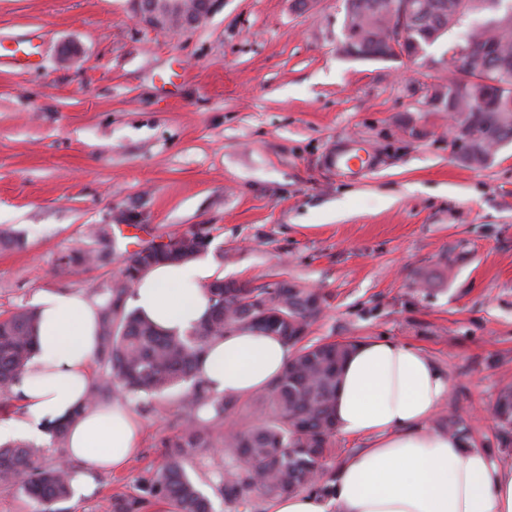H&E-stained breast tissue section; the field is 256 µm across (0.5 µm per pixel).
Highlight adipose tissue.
Returning <instances> with one entry per match:
<instances>
[{
	"mask_svg": "<svg viewBox=\"0 0 512 512\" xmlns=\"http://www.w3.org/2000/svg\"><path fill=\"white\" fill-rule=\"evenodd\" d=\"M211 276L198 261L162 263L135 282L130 303L161 328L182 331L207 314ZM101 305L82 291L38 297L36 350L16 389L19 414L0 422L1 442L68 423L65 457L84 466L72 482L79 495L90 492L92 473L126 467L142 429L124 404L83 407L94 382ZM289 358L278 338L240 331L212 342L200 371L212 393L248 398L267 389ZM449 389L448 378L412 347L357 343L341 370L336 423L343 434L370 437V447L341 462L326 493L285 494L269 512H512V471L460 436L430 429Z\"/></svg>",
	"mask_w": 512,
	"mask_h": 512,
	"instance_id": "ef3b65f1",
	"label": "adipose tissue"
}]
</instances>
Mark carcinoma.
Segmentation results:
<instances>
[{"label": "carcinoma", "mask_w": 512, "mask_h": 512, "mask_svg": "<svg viewBox=\"0 0 512 512\" xmlns=\"http://www.w3.org/2000/svg\"><path fill=\"white\" fill-rule=\"evenodd\" d=\"M392 0H346L343 28L353 30L355 58L377 60L402 54L418 57L463 20L484 11L491 15L460 34L455 48L470 49V65L455 64L461 76L438 87L434 107L452 115L453 141L461 149L476 148L463 163L490 165L502 141L512 140V0H415L407 41L399 48L387 42ZM496 81L499 86H492ZM92 234L96 247L71 258L75 267L93 265L115 252L109 226ZM210 230L196 225L163 247L154 243L128 253L122 273L103 289L97 359L105 377L89 393L85 407L110 391L133 398H154L191 383L180 404L191 411L208 405L222 426L224 464L218 472L224 501L246 507L258 496L302 491L322 479L336 435L334 399L339 368L354 348L352 342L307 339L306 332L323 312L322 297L290 281L255 284L215 279L208 285L211 307L205 318L183 332H163L137 310L128 308L135 281L160 263L195 260L211 245ZM35 308L20 306L0 318V395L13 392L35 351ZM249 329L276 336L291 349L283 373L256 398L258 424L242 428L234 422L237 399L212 396L200 375L199 361L208 344L232 331ZM497 413L512 424V385L497 399ZM168 461L144 488L150 496L176 502L178 512H213L210 499L191 479L186 460L198 448H211L210 430L194 424L166 443ZM73 469L61 458L39 463V450L16 441L0 444V486L21 491L49 512L71 495Z\"/></svg>", "instance_id": "cac0c4a2"}]
</instances>
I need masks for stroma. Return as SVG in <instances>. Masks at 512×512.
I'll use <instances>...</instances> for the list:
<instances>
[{
    "label": "stroma",
    "mask_w": 512,
    "mask_h": 512,
    "mask_svg": "<svg viewBox=\"0 0 512 512\" xmlns=\"http://www.w3.org/2000/svg\"><path fill=\"white\" fill-rule=\"evenodd\" d=\"M344 13V0L302 12L292 0H224L203 26L160 34L130 0H0V40L40 46L33 67L0 57V230L22 237L0 248V313L46 290L98 295L122 249L204 224L201 260L215 277L323 294L311 340L422 351L450 382L432 427L460 418L464 441L512 469L492 415L512 384V143L485 168L456 158L448 115L430 104L456 72L454 36L419 60H354L338 51ZM346 143L374 153L369 169L331 164ZM100 224L120 253L65 271ZM447 260L440 286L419 287ZM181 396L129 399L138 454L59 512L141 497L164 441L212 416ZM218 461L203 448L188 471L214 512H235Z\"/></svg>",
    "instance_id": "stroma-1"
}]
</instances>
